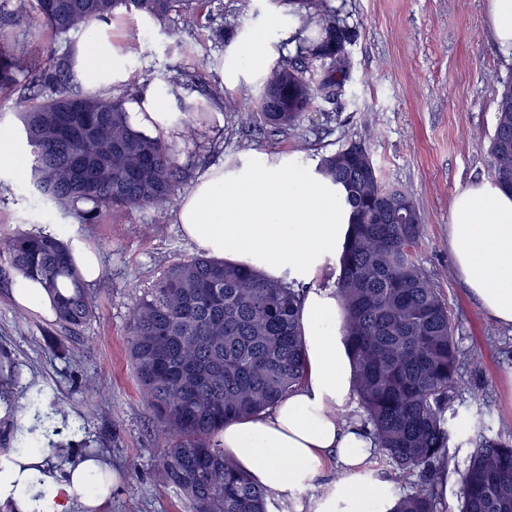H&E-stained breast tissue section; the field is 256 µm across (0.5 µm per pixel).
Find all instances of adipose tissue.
Segmentation results:
<instances>
[{"instance_id":"1","label":"adipose tissue","mask_w":512,"mask_h":512,"mask_svg":"<svg viewBox=\"0 0 512 512\" xmlns=\"http://www.w3.org/2000/svg\"><path fill=\"white\" fill-rule=\"evenodd\" d=\"M74 60L92 87L107 89L129 72L122 50L97 31L79 39ZM129 107L134 128L168 137L179 127L176 98L162 83ZM448 251L482 310L512 325V195L488 182L455 195ZM182 233L209 255L255 269L271 279L314 281L335 259L348 226L336 191L313 172L286 161L243 157L232 169L211 168L177 205ZM306 349L302 382L268 411L226 424L219 441L226 458L287 512H391L393 483L362 479L374 440L351 403L354 367L343 341V312L334 289L312 286L300 307ZM48 448H17L0 456V507L5 512H103L119 481L107 457L71 456L52 467ZM345 479L324 487L315 480L330 458Z\"/></svg>"}]
</instances>
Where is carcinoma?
Instances as JSON below:
<instances>
[{"mask_svg":"<svg viewBox=\"0 0 512 512\" xmlns=\"http://www.w3.org/2000/svg\"><path fill=\"white\" fill-rule=\"evenodd\" d=\"M19 0L16 8L55 33L84 30L116 12L162 23L192 0ZM306 10L296 32L295 58L265 76L245 123L272 133L298 129L319 94L339 95L348 75L346 46L354 37L323 0H291ZM320 62L315 74L313 62ZM24 45L0 46V86L29 71ZM176 97L189 74L165 75ZM71 99V131L58 116ZM490 142L494 184L512 193V77L501 81ZM21 138L30 149L35 193L94 224L105 213L173 202L181 178L173 145L133 129L123 102L70 91L24 107ZM314 172L336 187L349 232L336 257V294L343 335L355 369L354 392L391 479L414 484L391 512H443L432 490L448 466L447 412L460 351L448 304L421 268L416 249L423 217L413 198L381 180L365 144L351 142L319 158ZM40 281L57 295L53 331L75 336L95 317V299L78 276L68 244L52 234L18 232L0 240V277ZM304 289L204 252L167 266L136 300L128 350L141 396L169 439L159 459L163 481L192 512H268L265 493L224 457V424L262 413L286 397L304 376L306 352L298 322ZM34 424L14 437L29 448L57 433L56 406L30 402ZM458 512H512V426L480 436L461 474Z\"/></svg>","mask_w":512,"mask_h":512,"instance_id":"obj_1","label":"carcinoma"}]
</instances>
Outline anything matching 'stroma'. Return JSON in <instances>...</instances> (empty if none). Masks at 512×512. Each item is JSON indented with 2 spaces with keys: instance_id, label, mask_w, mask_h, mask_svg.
I'll return each mask as SVG.
<instances>
[{
  "instance_id": "1",
  "label": "stroma",
  "mask_w": 512,
  "mask_h": 512,
  "mask_svg": "<svg viewBox=\"0 0 512 512\" xmlns=\"http://www.w3.org/2000/svg\"><path fill=\"white\" fill-rule=\"evenodd\" d=\"M339 9L357 36L347 47L349 71L344 95L317 99L300 130L268 138L246 131L242 112L258 95L259 80L224 87L210 105L197 141L173 136L185 195L210 167L233 165L248 154L287 157L310 170L319 157L345 142L366 143L385 184L409 193L424 222L417 257L441 289L456 322L460 350L448 447V494L440 503L457 512L461 474L470 441L495 435L512 424V326L497 323L469 294L448 253L451 202L469 184L491 180L490 140L496 126L495 99L502 79L512 76V60L498 51L489 21V0H326ZM297 21L281 0H193L171 12L165 23L141 25L138 17L116 14L107 22L114 45L139 44L130 55V80L115 84L113 95L132 102L143 87L179 68L192 79L181 105L204 101L220 84L222 58L239 37L261 30L268 16ZM177 29L179 39L168 37ZM0 38L26 42L36 67L0 89V128L16 132L20 99L37 103L54 95L57 58L69 54L78 33L56 35L28 16L0 11ZM29 170H0V238L44 232L51 225L97 251L100 277L91 283L96 314L77 338L51 339L49 317L22 311L11 298L12 283L0 280V356L13 370L0 372V392L15 418L29 416V397L41 392L57 402L68 421L82 423L87 448L107 453L120 471L106 512H191L172 487L162 483L157 461L168 446L141 398L127 351L130 311L143 290L168 265L199 254L183 236L176 207L107 214L96 224L81 223L37 199Z\"/></svg>"
}]
</instances>
